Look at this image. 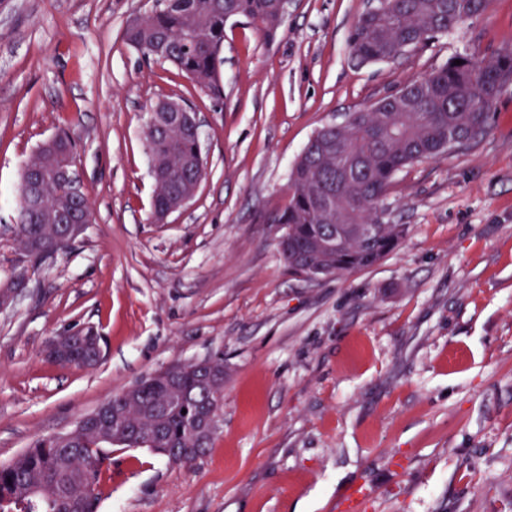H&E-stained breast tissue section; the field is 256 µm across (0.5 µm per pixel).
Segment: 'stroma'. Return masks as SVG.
<instances>
[{"instance_id": "stroma-1", "label": "stroma", "mask_w": 512, "mask_h": 512, "mask_svg": "<svg viewBox=\"0 0 512 512\" xmlns=\"http://www.w3.org/2000/svg\"><path fill=\"white\" fill-rule=\"evenodd\" d=\"M154 0H0V463L172 365L224 358L220 428L170 465L114 449L97 512H512V84L486 134L399 173L386 204L406 233L378 264L294 274L278 250L291 167L313 133L456 55L512 50V0L394 63L357 64L366 0H289L266 40L224 27L219 93L129 47ZM200 118L205 176L165 223L151 219L149 112ZM92 220L23 267L7 228L22 169L59 132ZM94 328L92 367L49 340ZM405 466H398V459Z\"/></svg>"}]
</instances>
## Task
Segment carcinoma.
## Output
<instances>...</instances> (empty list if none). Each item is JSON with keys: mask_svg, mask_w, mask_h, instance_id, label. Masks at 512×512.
<instances>
[{"mask_svg": "<svg viewBox=\"0 0 512 512\" xmlns=\"http://www.w3.org/2000/svg\"><path fill=\"white\" fill-rule=\"evenodd\" d=\"M182 6H164L127 26V43L147 57L173 65L203 91L220 92V48L224 25L245 17L269 40L283 30L285 16L276 0H183ZM491 0H384L377 14L363 13L349 38L351 56L361 63L400 59L434 37L447 34L468 19L484 13ZM454 59L438 69L408 81L402 100L390 95L366 108L348 112L336 124H327L311 137L295 162L288 180V205L280 223L288 225V241L279 251L296 273L308 269L340 275L370 267L403 238L405 225L384 221V200L396 175L406 167L451 154L448 136L456 134L465 146L483 136L490 112L504 86L512 83V51L490 61L470 56ZM53 149H40L27 166L50 173L65 148L75 149L70 136ZM145 142L160 183L154 206L164 210L204 177L196 160V140L179 124L146 125ZM64 187L45 179L34 204L20 207L13 237L23 251L55 247L52 228L58 213L72 207ZM345 228L372 224V242L364 244L347 232L337 247L322 250L319 243ZM94 349L75 343L64 363L94 365ZM215 374L216 410L224 397V359L211 360ZM201 371L186 365L178 378L180 400L156 412V403L169 396L171 385L163 374L141 378L132 393L120 391L101 405L106 425L79 432L67 443L53 435L37 439L29 449L0 466V512L21 500L25 512H96L103 459L109 449L105 435L112 414L125 416L130 433L143 428L157 432L154 454L172 465L179 457L169 448H208L214 436L195 438L187 422L198 413Z\"/></svg>", "mask_w": 512, "mask_h": 512, "instance_id": "carcinoma-1", "label": "carcinoma"}]
</instances>
